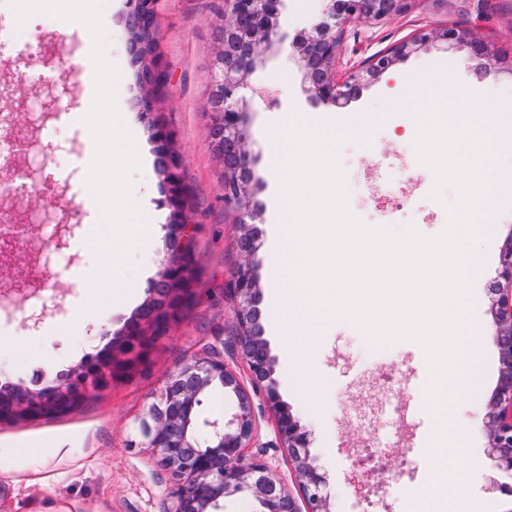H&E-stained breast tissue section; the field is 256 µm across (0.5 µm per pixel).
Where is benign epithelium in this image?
<instances>
[{
  "instance_id": "7a95c632",
  "label": "benign epithelium",
  "mask_w": 512,
  "mask_h": 512,
  "mask_svg": "<svg viewBox=\"0 0 512 512\" xmlns=\"http://www.w3.org/2000/svg\"><path fill=\"white\" fill-rule=\"evenodd\" d=\"M243 4L244 0H225L224 14L217 25L216 51L224 57L225 67L217 73L213 90L220 91L224 107L209 112V131L232 132L230 146L236 163L246 168L249 154L241 121V91L247 88L253 67L276 40L280 0H250V10ZM407 10L408 0H327L313 34L293 40L313 97L338 104L359 88L358 74L337 79L336 61L341 48L336 29L351 20H384ZM429 41L469 47L480 70L491 60L488 45L474 30L454 25L439 31L422 30L412 41L373 56L366 75L387 71L399 58ZM167 190L168 204L178 214L169 235L173 253L164 268L165 275L151 288L150 299L119 342L87 358L53 383L41 378L32 388L22 384L0 387V416L23 410L38 417L62 406L73 409L88 390L102 387L112 373L121 372L125 363L121 356L147 346L149 339L142 336L141 323L156 321L157 300L165 294L173 295V274L193 259L195 225L192 219L180 214L183 184L176 177L170 178ZM256 236L253 230L239 237L238 248L247 260L238 264L225 288L233 302L239 353L248 366L251 387H246L236 370L224 363L223 355L207 350L183 363L167 379L127 441L130 449L146 448L154 453L168 472L171 489L164 512H220L224 499L235 496L250 500L257 506L255 512H331L330 496L325 492L326 477L310 458V433L283 406L272 379L267 346L253 335V313L258 299L248 257L254 251ZM15 246V237L0 233L1 268L13 263ZM492 291L496 295L491 312L500 372L484 421L487 455L497 473L512 477V234L502 247ZM218 385L234 402L227 417H212L203 412L207 395ZM256 397L275 412V447L287 452L293 463L300 490L298 498L286 487L278 468L266 458V447L256 445ZM252 447L256 451H250Z\"/></svg>"
}]
</instances>
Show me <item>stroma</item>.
<instances>
[{"instance_id":"35a3bbf8","label":"stroma","mask_w":512,"mask_h":512,"mask_svg":"<svg viewBox=\"0 0 512 512\" xmlns=\"http://www.w3.org/2000/svg\"><path fill=\"white\" fill-rule=\"evenodd\" d=\"M321 8L320 0H283L277 43L264 55L243 90L244 124L253 179L249 201L256 204L259 230L250 259L257 276L262 337L274 361V378L282 400L311 433L310 454L327 479L333 512H409L411 488L430 478L424 438L434 421L421 393L429 371L422 349L402 341L389 347L369 344L351 323L336 321L323 329L311 349V364L320 383L317 394L293 371L274 329L268 276L274 194L267 171L268 129L283 116L323 118L345 111L369 117L365 138L352 137L338 150L345 174L350 209L364 223H379L372 200H360L369 181V165L381 155H415L409 131L413 114L381 111L387 77L364 79L358 95L344 105L312 99L292 52L294 35L308 28ZM128 0H104L102 17L108 34L107 57L121 74L117 104L135 141L152 149L151 133L140 116L136 71L127 46L125 19ZM224 0H159V51L169 73L167 95L155 113L176 135L182 176L194 193L192 214L198 224L194 238L195 264L200 272L194 301L168 327L163 338L149 343L125 377L90 393L74 411L51 418L17 423L0 422V512H163L170 479L156 456L146 449H128L134 421L153 401L178 366L218 347L224 360L240 374L247 365L237 356L233 305L225 284L242 261L237 247L241 234L238 211L225 207L221 191L222 165L210 142L207 112L215 58V28ZM14 12L0 0V220L14 210L29 211L39 237L60 243L58 262L52 254L34 252L27 236L17 238L15 265L0 273V384H30L35 374L53 380L100 352L121 336L127 315L115 311L111 297L91 301L81 286L80 272L95 258L84 241L99 206L83 177L95 152L79 114L94 98V67L89 58L93 41L86 26L37 14L29 18L28 37L12 34ZM460 23L474 28L494 54L483 71L449 69V62L468 57L465 47L433 42L401 58L393 73L413 83L420 73L450 71L473 97L477 108L489 101L484 87L497 99L512 103V74L502 72L499 59L512 60V0H412L409 9L390 19L355 20L339 31L338 74L391 50L423 30H440ZM265 96L253 95V88ZM457 193L446 189L442 201L422 191L405 210L390 214L395 233L416 227L423 235L439 234L448 223L449 204ZM477 254L485 272L472 283L475 297L470 319L482 330L481 371L475 394L458 403L460 414L474 418L469 444L484 451L483 420L487 400L499 374V350L490 312L491 285L500 265L501 249L512 232V209L484 216ZM398 367L404 381L370 385L372 373ZM402 404L413 413L409 445L390 446L396 423L388 405ZM380 443L378 468L358 467L363 445ZM468 492L480 512H512V497L492 491L496 473L490 464L464 457Z\"/></svg>"}]
</instances>
